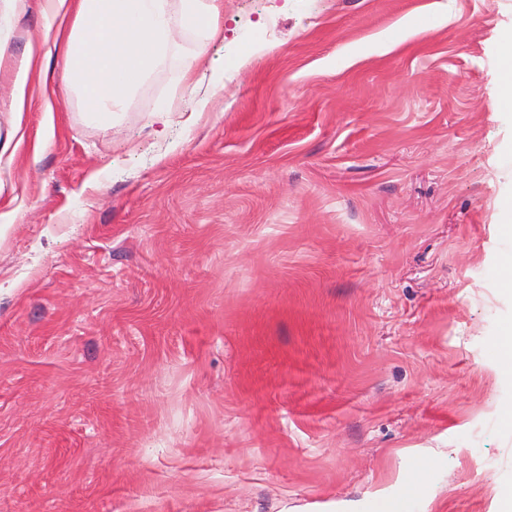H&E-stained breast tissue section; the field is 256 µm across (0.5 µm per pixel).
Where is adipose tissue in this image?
<instances>
[{
  "label": "adipose tissue",
  "mask_w": 512,
  "mask_h": 512,
  "mask_svg": "<svg viewBox=\"0 0 512 512\" xmlns=\"http://www.w3.org/2000/svg\"><path fill=\"white\" fill-rule=\"evenodd\" d=\"M220 5L221 0H43L44 36L28 48L16 80V105L26 104L30 75L47 81L38 59L48 46L61 70L53 93L77 95L88 120L111 122L169 57L176 31L188 29L197 37L184 56V75L202 65L209 44L223 34Z\"/></svg>",
  "instance_id": "obj_1"
}]
</instances>
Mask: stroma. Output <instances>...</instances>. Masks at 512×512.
Instances as JSON below:
<instances>
[{"label": "stroma", "instance_id": "35a3bbf8", "mask_svg": "<svg viewBox=\"0 0 512 512\" xmlns=\"http://www.w3.org/2000/svg\"><path fill=\"white\" fill-rule=\"evenodd\" d=\"M223 3L106 126L0 0V512H498L512 0Z\"/></svg>", "mask_w": 512, "mask_h": 512}]
</instances>
